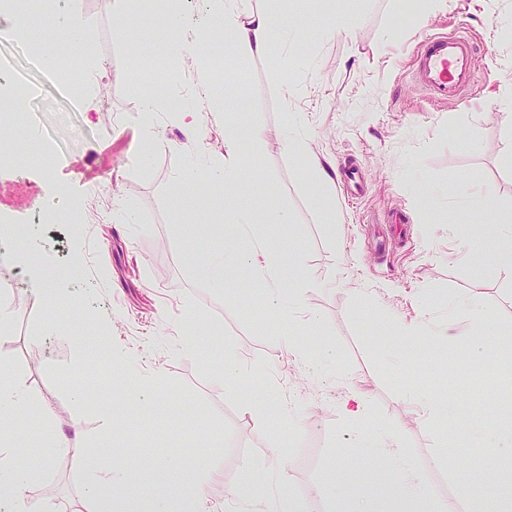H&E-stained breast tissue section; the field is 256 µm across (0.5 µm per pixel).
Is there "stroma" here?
<instances>
[{"instance_id": "obj_1", "label": "stroma", "mask_w": 512, "mask_h": 512, "mask_svg": "<svg viewBox=\"0 0 512 512\" xmlns=\"http://www.w3.org/2000/svg\"><path fill=\"white\" fill-rule=\"evenodd\" d=\"M248 10L285 22L288 54L228 51L223 84L243 96V109H214L187 55L179 66L185 104L199 112L200 145L186 146L179 119L156 113L169 143L144 158L142 106L152 84L115 79L139 69L169 31L163 21L141 25L151 0H55L44 24L50 38L79 41L56 15L79 13L95 59L84 71L88 93L69 99L29 62L25 44H0V81L30 88L23 121L32 135L54 138L50 173L33 166L0 170V209L21 216L33 203L67 204L86 224L38 227L44 269L66 280L48 300L14 289L9 334L0 358L54 409L53 435L99 447L100 470L130 465L136 483L155 491L149 467L157 456L178 458L189 471H221L211 488L214 512H265L268 497L288 495L307 512H478L463 488L488 479L505 486L497 512H512V272L477 265L472 251L493 256L485 224L512 221V117L497 104L512 91V0H246ZM351 11L353 35H329L330 20ZM466 29L484 57L477 103L431 102L410 73L412 51L427 32ZM311 128L308 156L286 139L296 118ZM245 149L250 171L236 200L263 216L239 238L233 202L206 176L182 183L183 171L227 158V130ZM262 141L248 150L253 130ZM359 170L364 191L344 190L341 165ZM331 194L318 199V175ZM136 216L122 218L123 210ZM401 210L409 231L392 224ZM288 223H275L277 213ZM194 245L185 248L187 222ZM270 242L274 256L298 253L304 286L282 308L267 309L247 268H209L205 258L226 249ZM473 307L461 306V299ZM481 320H474L473 310ZM479 331L485 351L509 369L480 395L476 365H449ZM293 336L300 355L287 353ZM123 355L105 361L112 387L99 385L94 344ZM328 345L335 359L305 356ZM234 356L240 374L222 373ZM146 384L154 392L155 427L136 433L123 397ZM427 396L429 409L416 405ZM257 402L263 423L247 408ZM109 409L122 418L107 428ZM460 428L482 434L458 451ZM362 428L396 436L409 466L424 469L421 497L399 491L400 474L350 440ZM459 428V429H460ZM288 455V478L273 469ZM353 494L328 492L324 476ZM47 512H83V481L72 457H55L49 480L29 488Z\"/></svg>"}]
</instances>
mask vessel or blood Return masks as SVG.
<instances>
[{"mask_svg": "<svg viewBox=\"0 0 512 512\" xmlns=\"http://www.w3.org/2000/svg\"><path fill=\"white\" fill-rule=\"evenodd\" d=\"M480 49L466 35L425 34L414 79L431 101L467 102L478 82Z\"/></svg>", "mask_w": 512, "mask_h": 512, "instance_id": "b4317fda", "label": "vessel or blood"}]
</instances>
